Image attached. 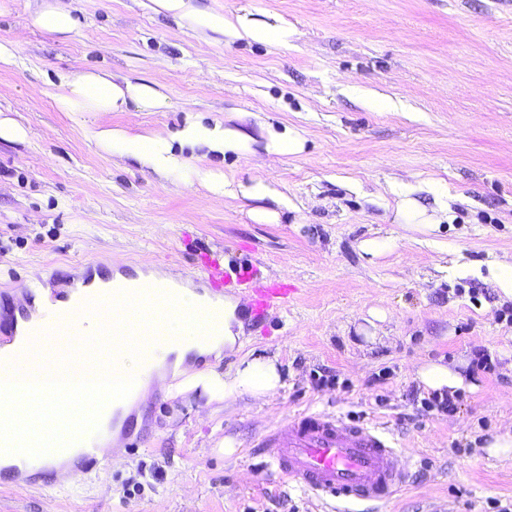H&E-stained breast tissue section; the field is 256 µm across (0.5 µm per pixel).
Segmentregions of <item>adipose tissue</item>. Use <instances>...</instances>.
Wrapping results in <instances>:
<instances>
[{
    "label": "adipose tissue",
    "mask_w": 512,
    "mask_h": 512,
    "mask_svg": "<svg viewBox=\"0 0 512 512\" xmlns=\"http://www.w3.org/2000/svg\"><path fill=\"white\" fill-rule=\"evenodd\" d=\"M148 7L153 13L171 17L191 30L215 35L217 41L226 44L246 40L281 45L287 43L289 37L288 29L282 25L242 15L230 17L203 6L200 0H149ZM30 23L57 36L69 35L80 25L69 0H35ZM57 88L54 100L63 112H122L131 105L143 112H158L168 105L167 97L159 87L138 80L119 79L104 70H76L62 74ZM90 135L109 145L113 156L133 159L164 178L190 176L215 195L268 200L280 206L285 204L286 197L273 182L256 176L231 186L223 174L209 166L208 161L229 154L261 151L279 156L303 149L301 135L289 128L279 132L266 123L255 135L248 129L230 127L221 121L207 122L198 116L188 117L181 129L167 139L113 129H94ZM241 308L239 298L225 297L215 318V334L204 341L187 323L194 315L191 302L181 301L175 309L159 313L158 339L172 344L176 353L174 363L178 366L192 351L209 354L221 349L234 350L243 326ZM125 312V307L105 305L100 313L86 314L75 323L64 322L61 329L38 336L36 344L42 349L40 367L43 374H57L65 351L81 348L92 336L108 354L112 380L137 385V400H146L150 384L142 379L144 360L141 349L127 341ZM416 379L425 390L451 395L467 386L460 371L438 362L420 366ZM281 386V375L274 359L244 357L225 372L220 390L225 404L229 405L246 395L256 400L266 399Z\"/></svg>",
    "instance_id": "ef3b65f1"
}]
</instances>
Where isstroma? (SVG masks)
I'll list each match as a JSON object with an SVG mask.
<instances>
[{"mask_svg":"<svg viewBox=\"0 0 512 512\" xmlns=\"http://www.w3.org/2000/svg\"><path fill=\"white\" fill-rule=\"evenodd\" d=\"M226 14L288 24L286 45H228L157 15L142 0H72L80 29L28 27L30 0L0 11V289L58 290L77 264L192 274L217 252L291 294L238 354L190 370L220 378L239 357H273L282 388L225 407L201 384L153 386L109 467L18 488L0 469V512H335L281 482L269 431L303 411L393 433L408 481L350 512H512V455L491 436L512 425V0H204ZM102 69L160 86L159 112H62L59 74ZM199 114L229 126L298 130L302 152L264 175L287 197L272 222L252 202L113 157L93 128L166 138ZM448 205L438 230L394 223L403 192ZM383 242L377 258L362 250ZM387 319L375 339L365 316ZM462 364L477 388L454 411L425 410L427 361ZM235 451L225 454V440Z\"/></svg>","mask_w":512,"mask_h":512,"instance_id":"1","label":"stroma"}]
</instances>
